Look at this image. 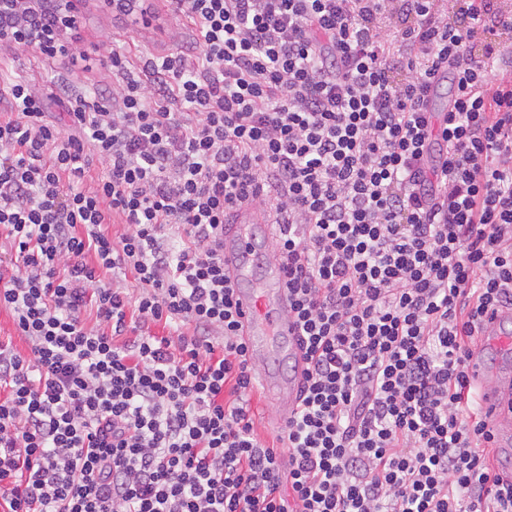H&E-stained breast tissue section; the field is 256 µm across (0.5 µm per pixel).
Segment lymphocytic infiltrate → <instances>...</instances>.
I'll list each match as a JSON object with an SVG mask.
<instances>
[{
	"label": "lymphocytic infiltrate",
	"instance_id": "lymphocytic-infiltrate-1",
	"mask_svg": "<svg viewBox=\"0 0 512 512\" xmlns=\"http://www.w3.org/2000/svg\"><path fill=\"white\" fill-rule=\"evenodd\" d=\"M165 2L190 45L102 42L112 89L67 128L7 79L0 512H512L469 373L512 310V50L474 45L512 9ZM253 201L305 360L271 442L224 267ZM266 402L267 401L263 397L260 389L255 391L251 396V408L255 415L254 427L262 438H265L271 442L280 425L275 424L272 420H269L270 411Z\"/></svg>",
	"mask_w": 512,
	"mask_h": 512
}]
</instances>
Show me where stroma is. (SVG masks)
<instances>
[{"label": "stroma", "mask_w": 512, "mask_h": 512, "mask_svg": "<svg viewBox=\"0 0 512 512\" xmlns=\"http://www.w3.org/2000/svg\"><path fill=\"white\" fill-rule=\"evenodd\" d=\"M131 28L137 31L132 39L127 36ZM166 28V34L160 36L142 21L114 20L111 8L105 6L103 0H92L90 10L77 29L81 54L68 51L48 56L33 49L12 56L13 70L24 75L36 74L48 111L57 113L61 110L59 99L65 92L83 93L93 101L111 89L112 68L99 52L103 37H110L114 45L130 48L138 54L176 53L184 49L186 35L181 23L170 17Z\"/></svg>", "instance_id": "35a3bbf8"}]
</instances>
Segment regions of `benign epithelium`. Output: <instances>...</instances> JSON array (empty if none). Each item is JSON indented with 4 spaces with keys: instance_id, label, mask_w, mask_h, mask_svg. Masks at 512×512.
Wrapping results in <instances>:
<instances>
[{
    "instance_id": "7a95c632",
    "label": "benign epithelium",
    "mask_w": 512,
    "mask_h": 512,
    "mask_svg": "<svg viewBox=\"0 0 512 512\" xmlns=\"http://www.w3.org/2000/svg\"><path fill=\"white\" fill-rule=\"evenodd\" d=\"M89 0H0V45L65 50L70 31Z\"/></svg>"
}]
</instances>
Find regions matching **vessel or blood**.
I'll return each instance as SVG.
<instances>
[{"mask_svg": "<svg viewBox=\"0 0 512 512\" xmlns=\"http://www.w3.org/2000/svg\"><path fill=\"white\" fill-rule=\"evenodd\" d=\"M271 229L268 212L261 204L253 202L237 209L224 227V266L234 284L241 334L256 359L271 356L298 364L302 361L299 330L288 313L285 273L271 245ZM256 256L263 260L259 272L251 264ZM491 327L485 344L503 357L512 356V311L497 315ZM301 381L298 372L277 377L259 368V386L278 423H285L295 410ZM482 387L484 413L496 425L497 446H512V382L503 377L486 378Z\"/></svg>", "mask_w": 512, "mask_h": 512, "instance_id": "1", "label": "vessel or blood"}]
</instances>
